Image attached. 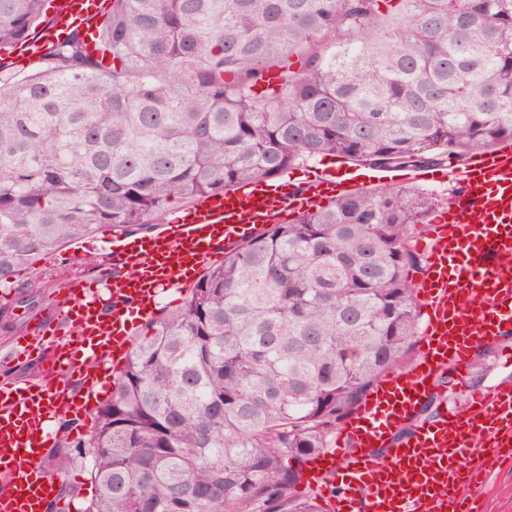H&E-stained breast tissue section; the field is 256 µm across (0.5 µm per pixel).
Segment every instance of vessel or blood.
Instances as JSON below:
<instances>
[{
	"instance_id": "vessel-or-blood-1",
	"label": "vessel or blood",
	"mask_w": 512,
	"mask_h": 512,
	"mask_svg": "<svg viewBox=\"0 0 512 512\" xmlns=\"http://www.w3.org/2000/svg\"><path fill=\"white\" fill-rule=\"evenodd\" d=\"M103 0H64L52 24L27 48L40 56L73 27L94 30ZM458 181L460 201L436 209L419 246L426 270L418 297L426 316L420 351L405 370L384 376L341 423L331 448L312 458L302 480L324 512H475L485 478L512 460V384L468 391L463 402L440 397L447 374L464 379L480 347L512 334V145L505 143L436 175L426 168L345 166L299 187L246 184L198 198L152 236L117 234L104 248L114 273L109 308L84 280L61 300L66 336H54L40 382L0 385V512H46L59 481L40 468L56 418L83 421L101 394L98 368L131 347L137 316L169 288L186 291L207 265L234 245L288 216L316 209L373 181ZM77 377L72 391L63 375ZM437 411L422 417L430 398ZM389 458L377 461L373 451Z\"/></svg>"
}]
</instances>
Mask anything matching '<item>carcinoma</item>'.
I'll return each mask as SVG.
<instances>
[{
	"instance_id": "1",
	"label": "carcinoma",
	"mask_w": 512,
	"mask_h": 512,
	"mask_svg": "<svg viewBox=\"0 0 512 512\" xmlns=\"http://www.w3.org/2000/svg\"><path fill=\"white\" fill-rule=\"evenodd\" d=\"M47 0H0V53ZM40 70L0 87V288L100 224L148 231L173 204L324 155L462 161L512 141V0H110ZM300 67L255 90L274 62ZM435 201L360 190L274 224L146 325L89 431L84 512H324L297 490L420 340Z\"/></svg>"
}]
</instances>
